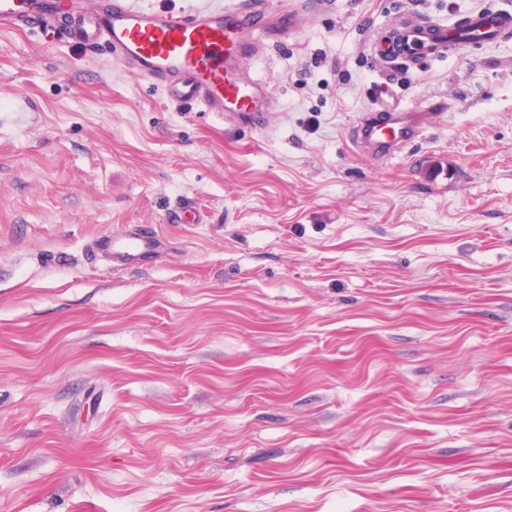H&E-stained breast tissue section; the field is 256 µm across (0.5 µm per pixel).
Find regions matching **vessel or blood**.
<instances>
[{"mask_svg": "<svg viewBox=\"0 0 512 512\" xmlns=\"http://www.w3.org/2000/svg\"><path fill=\"white\" fill-rule=\"evenodd\" d=\"M36 29L81 38L90 49L105 51L117 65L160 86L171 102L232 117L259 110L261 86L239 72L253 41L261 33L283 32L269 0H226L221 8L178 13L148 10L135 0H0V33ZM511 33V12L481 10L462 29L431 20L404 23L391 44L377 38L370 48L382 64L394 56L415 63ZM372 86L376 94L358 137L372 154H391L420 133L431 113L402 105L383 68ZM150 245V238L137 235L113 238L103 249L122 264Z\"/></svg>", "mask_w": 512, "mask_h": 512, "instance_id": "1", "label": "vessel or blood"}]
</instances>
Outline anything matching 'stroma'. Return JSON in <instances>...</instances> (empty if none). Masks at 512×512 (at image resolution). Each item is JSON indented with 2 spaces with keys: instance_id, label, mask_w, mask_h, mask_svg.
<instances>
[{
  "instance_id": "stroma-1",
  "label": "stroma",
  "mask_w": 512,
  "mask_h": 512,
  "mask_svg": "<svg viewBox=\"0 0 512 512\" xmlns=\"http://www.w3.org/2000/svg\"><path fill=\"white\" fill-rule=\"evenodd\" d=\"M480 9L311 0L258 123L0 34V512H512V36L391 63L450 108L354 137L373 37ZM152 244V239L144 236L114 237L101 245L112 256V261L122 264L135 260Z\"/></svg>"
}]
</instances>
